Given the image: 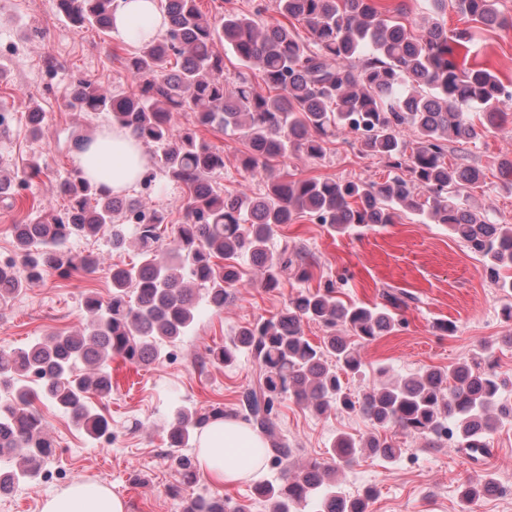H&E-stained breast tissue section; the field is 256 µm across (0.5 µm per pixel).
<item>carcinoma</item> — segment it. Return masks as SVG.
Instances as JSON below:
<instances>
[{
    "instance_id": "1",
    "label": "carcinoma",
    "mask_w": 512,
    "mask_h": 512,
    "mask_svg": "<svg viewBox=\"0 0 512 512\" xmlns=\"http://www.w3.org/2000/svg\"><path fill=\"white\" fill-rule=\"evenodd\" d=\"M76 31L113 29L116 0H54ZM167 29L139 45L124 64L136 89L109 94L91 80H80L72 108L109 112L113 120L160 154L157 166L184 191L185 222L173 230L175 246H160L165 214L84 179L81 171L61 181L57 192L70 205L31 224L12 228L16 259L0 266V304L55 271L80 267L93 271L98 258L72 256L69 240L95 237L110 228L114 251L133 246L139 256L131 267L112 266L107 300L87 295L85 324L71 332H51L23 348L0 350V491L37 480L55 445L33 408L42 397L67 414L93 441L112 433L109 420L89 402L112 395L108 361L149 364L167 356L168 346L190 336L198 299L221 310L229 288L239 279L233 264L247 255L258 268L263 287L274 289L292 276L312 277L311 265L295 251H270L274 227L308 214L338 232L352 227L390 224L401 211L423 222L445 224L479 257L498 288L512 295V224H496L466 207L464 198L484 184L481 169L448 162V140L479 137L468 112L493 117L512 107V90L493 72L461 63L457 48L468 49L470 28L448 29L437 19L409 29L380 11L372 0H276L279 18L261 24L251 14L218 4L202 12L197 0H158ZM457 9L486 28L512 27L496 0H457ZM306 25L303 40L283 20ZM229 45L248 70L258 69L262 88L245 72H224L223 45ZM190 111L193 127L177 128L172 113ZM242 134L248 149L238 158L247 174H265L268 187L258 196L218 192L214 178L224 172V152L201 141L198 128ZM342 128L356 136L362 150L384 161L383 182L334 179L282 180L271 161L292 152L311 158ZM409 131V142L403 133ZM405 295L385 294V304L368 307L336 297L331 280L314 292H300L279 314L239 327L224 344L209 349L210 361L232 364L246 353L264 369L255 387L244 389L232 416L265 436L264 459L280 472L279 480H257V497L271 512H367L363 498L336 490V468L320 462L293 470L294 449L278 436L275 417L288 398L317 414L357 411L378 428L399 427L436 442L448 441L478 461L501 417H512V403L501 401L507 380L489 362L493 344L485 342L448 370L428 369L353 396L341 375L363 371L357 346L395 330L396 310ZM341 325L319 344L302 332V323ZM226 417L215 403L198 409L178 399L165 420L171 460L183 483L197 482L194 457L180 452L197 443L201 430ZM365 453L389 462L404 449L370 435L355 440L339 435L330 455L350 464ZM489 478L466 483L461 512L481 496L496 493ZM182 512H243L228 497L204 489Z\"/></svg>"
}]
</instances>
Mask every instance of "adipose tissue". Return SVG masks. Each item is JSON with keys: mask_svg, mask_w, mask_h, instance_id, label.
Segmentation results:
<instances>
[{"mask_svg": "<svg viewBox=\"0 0 512 512\" xmlns=\"http://www.w3.org/2000/svg\"><path fill=\"white\" fill-rule=\"evenodd\" d=\"M166 27L154 0H119L115 34L127 37L137 29L141 40L150 41ZM77 164L86 177L119 193L139 179L148 160L141 143L116 126L85 143L77 152ZM266 446L263 436L227 418L203 430L195 465L199 474L220 484L255 480L263 473ZM41 512H127V504L107 487L76 481L44 500Z\"/></svg>", "mask_w": 512, "mask_h": 512, "instance_id": "ef3b65f1", "label": "adipose tissue"}]
</instances>
